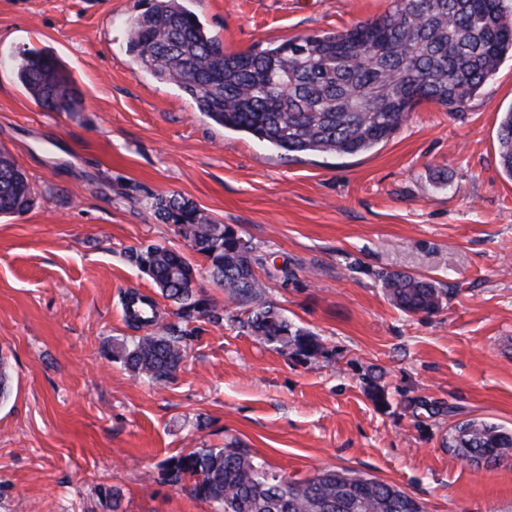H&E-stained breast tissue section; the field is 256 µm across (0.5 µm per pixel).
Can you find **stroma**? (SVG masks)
<instances>
[{
  "instance_id": "35a3bbf8",
  "label": "stroma",
  "mask_w": 512,
  "mask_h": 512,
  "mask_svg": "<svg viewBox=\"0 0 512 512\" xmlns=\"http://www.w3.org/2000/svg\"><path fill=\"white\" fill-rule=\"evenodd\" d=\"M151 0H0V147L34 188L0 217V512H214L166 479L170 459L235 442L274 470L377 478L427 512H512V459L477 465L454 426L512 429V178L498 127L512 57L459 112L425 102L388 142L354 156H292L216 125L127 46ZM226 50L260 51L375 19L393 0H187ZM62 60L77 112L41 108L21 51ZM176 195L232 227L262 263L264 299L323 355L276 350L235 324L190 322L128 249L159 244L237 311L208 263L155 209ZM393 273L434 280L436 313L388 300ZM155 298L186 356L165 387L112 358ZM120 488V504L112 490Z\"/></svg>"
}]
</instances>
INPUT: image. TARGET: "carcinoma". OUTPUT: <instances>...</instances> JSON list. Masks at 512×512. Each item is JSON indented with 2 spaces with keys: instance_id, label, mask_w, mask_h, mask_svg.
I'll return each instance as SVG.
<instances>
[{
  "instance_id": "obj_1",
  "label": "carcinoma",
  "mask_w": 512,
  "mask_h": 512,
  "mask_svg": "<svg viewBox=\"0 0 512 512\" xmlns=\"http://www.w3.org/2000/svg\"><path fill=\"white\" fill-rule=\"evenodd\" d=\"M128 51L152 76L173 84L214 123L246 133L288 154L352 156L392 138L421 102L461 111L512 52V10L504 0H394L392 10L342 32L300 36L257 53L227 52L182 0H153L129 27ZM20 83L44 109L72 112L79 91L53 55L25 50L14 60ZM499 160L512 178V110L498 133ZM33 188L12 154L0 149V214L33 206ZM157 214L209 263L212 280L250 307L230 317L260 341L322 355L310 333L292 327L262 300L257 259L237 232L175 195ZM185 321L224 324V308L195 288L196 269L179 252L148 245L128 252ZM396 308L432 314L440 307L435 281L404 274L383 279ZM112 357L137 376L166 384L185 358V337L169 330L128 345ZM461 457L512 458V430L469 421L449 442ZM169 481L191 480L189 492L218 512H425L408 493L348 471L322 470L298 479L275 471L236 443L199 448L173 461Z\"/></svg>"
}]
</instances>
